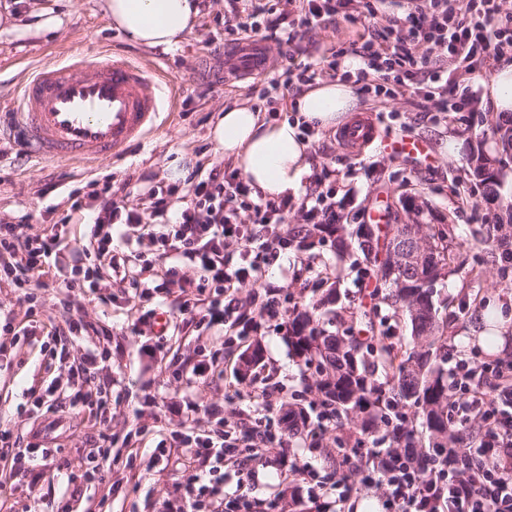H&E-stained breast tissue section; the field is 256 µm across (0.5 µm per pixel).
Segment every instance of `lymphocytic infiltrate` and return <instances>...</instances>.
I'll list each match as a JSON object with an SVG mask.
<instances>
[{
  "label": "lymphocytic infiltrate",
  "instance_id": "obj_1",
  "mask_svg": "<svg viewBox=\"0 0 512 512\" xmlns=\"http://www.w3.org/2000/svg\"><path fill=\"white\" fill-rule=\"evenodd\" d=\"M383 0H283L268 28H282L279 45L291 44L301 29L320 28L335 21L344 9L364 14L373 30L362 43L349 50L332 52L327 67L353 80L361 93L383 94L389 83L421 79L425 97L433 99L439 112H458L467 104L456 80L458 72H474L503 54L512 52V15L503 14L501 0H405L403 12L390 16L381 11ZM361 62L357 74L341 71L345 54ZM88 197H75L72 212L84 209L85 199L95 208L86 231L73 249L69 271L57 266L65 238L54 227L32 232L30 224H0V271L22 288L25 302L41 306V288L56 281L66 295L100 303L107 302L105 288L113 276L136 266L131 286L146 309L137 325L154 320L157 306L179 289L177 310L190 315L192 323L222 327L226 336L245 340L250 330L249 314L271 319L280 315L279 304L269 297L246 307L238 289L248 280L262 281L287 239L279 234L292 211L304 212L310 223L335 224L336 191L319 192L315 198L294 202L289 196L265 199L255 194L238 169L221 163L195 167L179 182L153 183L146 191L143 208L128 206L112 191L111 176L91 180ZM145 242L153 246L157 262L134 264L128 246ZM238 254H229L230 244ZM460 377L451 378L452 398L448 417L459 435H466L474 419H484L476 454L482 463L460 468L455 456H440L436 462L421 461L416 454L397 448L375 454V474L362 487H379L386 504L395 512H512V475H502L488 466L489 460L512 450V371L483 364L485 380L474 378L472 367L461 364ZM215 427H187L175 437L188 448L191 460L209 465V480L189 475L185 512H209L206 502L224 497V474L237 479V493L229 499L234 512L249 506L256 464L266 459L279 438L271 424L248 430L235 420L208 409ZM359 487V488H362ZM359 488L344 486L342 498Z\"/></svg>",
  "mask_w": 512,
  "mask_h": 512
}]
</instances>
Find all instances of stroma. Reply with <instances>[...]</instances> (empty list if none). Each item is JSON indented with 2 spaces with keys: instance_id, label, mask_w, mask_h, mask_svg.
I'll return each instance as SVG.
<instances>
[{
  "instance_id": "stroma-1",
  "label": "stroma",
  "mask_w": 512,
  "mask_h": 512,
  "mask_svg": "<svg viewBox=\"0 0 512 512\" xmlns=\"http://www.w3.org/2000/svg\"><path fill=\"white\" fill-rule=\"evenodd\" d=\"M9 9L15 27L0 32V220L15 222L29 216L33 226L51 224L70 216L72 189L83 187L93 176L114 173L141 179L143 185L170 181L172 168L180 159L205 164L222 162L209 136L220 112L236 104L255 106L259 92L284 67L314 62L325 47H345L368 35L369 21L337 19L336 23L303 34L280 51L275 38L266 45L274 59L269 73L225 80L224 45L232 43L228 29L238 20L225 0H203L202 14L193 30L169 49L145 48L130 43L112 27L102 8V0H0V10ZM58 17L53 28L42 26L44 15ZM120 53L137 61L151 75L165 74L177 92L167 121L147 138L133 145L126 157L106 163L96 170L52 162H36L20 154L11 123L16 110V90L25 75L48 59L83 51L93 55L101 50ZM489 70L459 74L460 86L471 95V104L462 119L434 115L430 100L414 83L394 86L389 97L359 98L358 116L372 120L380 135L409 136L424 141L428 159H409L372 144L360 151L343 148L334 130H317L309 140L311 173L307 175L294 201L315 188V176L328 172L343 196L342 221L362 224L378 207H391L397 223L453 225L464 257L478 252L487 225L497 223L503 207L512 201V165L498 196L485 194L471 174L475 154L488 152L492 134L491 108L482 98V79ZM457 138L460 148L449 153L448 138ZM413 198L415 210H408L406 198ZM306 255L285 250L269 268L265 282L279 287L283 312L309 304L317 273L303 271ZM479 277L469 267L450 275L440 290L448 300V311L455 317L453 337L448 343V368L472 360L477 343L471 328L475 323L474 298L491 304H504L512 314V278H501L498 264L488 260L480 266ZM45 304L37 321H29L20 291L9 280L0 278V427L8 428L10 438L0 445V471L9 470L13 457L29 442L50 448L51 454L37 466L9 478V512H58L62 502H70L73 512H179L183 506L184 467L177 461L150 465L151 452L160 433L178 428L194 406L212 405L229 414L244 410L253 417L278 422L282 402L309 405L314 400L311 380L293 357L287 340V327L280 320L263 322L256 334L264 348V361L255 377L282 389L281 403L265 406L250 401L251 383H243L242 396H235L231 383L238 377V359L243 351L237 343L223 342L212 329L187 326L185 335L157 338L151 333L135 334L132 324L138 316L133 291L128 282L113 280L112 301L95 304L73 298L70 306L52 304L53 289L41 291ZM109 326L110 338L82 336L67 341L63 357L52 358L46 345L48 324L63 325L71 317ZM204 346L206 357L216 358L224 373L207 383L192 382L199 366L195 346ZM106 352L97 384L112 388V423L96 424L80 410L64 412L61 426H54V413L31 420L19 415L24 392L31 385L77 380L88 351ZM111 441H104V434ZM353 426L343 432L328 431L323 446L313 449L305 436L284 439L281 448L287 460L311 465L314 474L307 479L281 477L277 460L257 466L253 494L276 502L274 512H292V499L304 504L305 512H356L361 501L382 506L381 489L362 491L349 500H339L336 484L359 483L362 475L348 466H338L328 451L337 445L353 448ZM109 449L112 465L101 466V475L83 477L90 458L98 450Z\"/></svg>"
}]
</instances>
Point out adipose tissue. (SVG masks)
Segmentation results:
<instances>
[{"label":"adipose tissue","mask_w":512,"mask_h":512,"mask_svg":"<svg viewBox=\"0 0 512 512\" xmlns=\"http://www.w3.org/2000/svg\"><path fill=\"white\" fill-rule=\"evenodd\" d=\"M200 0H105L114 27L135 44L168 48L191 32L200 16ZM358 106L354 89L342 82H320L300 92L295 108L300 122L320 129L343 124ZM300 122H269L246 105L225 109L212 138L225 158L264 198L298 191L310 172L309 145Z\"/></svg>","instance_id":"obj_1"}]
</instances>
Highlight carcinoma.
I'll return each instance as SVG.
<instances>
[{"label": "carcinoma", "mask_w": 512, "mask_h": 512, "mask_svg": "<svg viewBox=\"0 0 512 512\" xmlns=\"http://www.w3.org/2000/svg\"><path fill=\"white\" fill-rule=\"evenodd\" d=\"M485 193L496 195L498 172L487 168L477 174ZM422 241L430 255L422 265L403 271L404 279L391 275L397 246ZM330 243L336 253V277L341 263L354 257L366 265L374 281L375 300L385 302L392 316L403 317L411 331V347L389 341L386 321H376V311L359 307L356 331H331L324 311L339 302L335 288L314 305L293 308L288 317V346L292 354L315 370V389L323 410L343 420L359 422L360 440L382 429L391 448H422L429 456L437 448L456 445V431L448 421V379L437 365L448 353V320L438 317L430 285L459 270L464 261L454 251L449 224H294L288 244L311 251ZM263 348L256 342L245 353L238 371L248 378L260 364Z\"/></svg>", "instance_id": "1"}]
</instances>
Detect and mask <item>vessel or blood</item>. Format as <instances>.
I'll return each instance as SVG.
<instances>
[{"label":"vessel or blood","instance_id":"1","mask_svg":"<svg viewBox=\"0 0 512 512\" xmlns=\"http://www.w3.org/2000/svg\"><path fill=\"white\" fill-rule=\"evenodd\" d=\"M271 66L261 39L240 40L224 55V72L234 76L265 73ZM170 83L152 78L128 57L98 52L49 62L23 83L17 102L27 153L41 161L93 166L124 155L136 140L161 125ZM346 142L379 141L403 155L423 153L421 141L380 138L374 124L344 128Z\"/></svg>","mask_w":512,"mask_h":512}]
</instances>
